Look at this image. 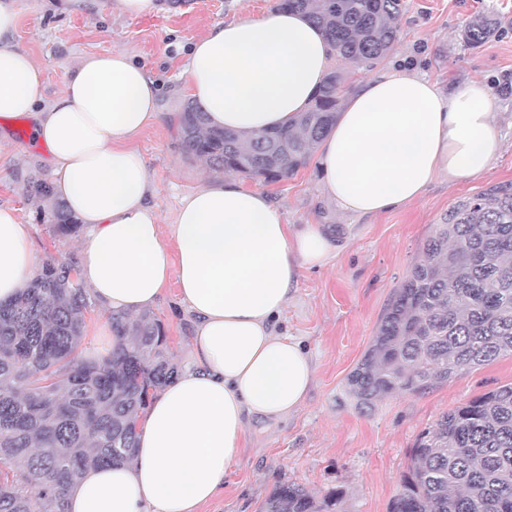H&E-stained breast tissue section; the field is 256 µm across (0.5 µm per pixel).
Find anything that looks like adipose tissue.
<instances>
[{"mask_svg":"<svg viewBox=\"0 0 512 512\" xmlns=\"http://www.w3.org/2000/svg\"><path fill=\"white\" fill-rule=\"evenodd\" d=\"M16 19L0 0V118H32L50 152L54 191L86 230L82 282L104 310L135 315L173 280L194 317L192 363L147 409L132 461L87 470L66 492L69 512H196L223 489L251 419L277 423L303 404L314 367L276 322L302 271L334 246L319 225L285 224L267 193L221 177L180 197L167 246L155 183L130 146L162 118L154 79L126 52L89 55L42 100V65L10 41ZM334 62L306 15L274 10L215 25L181 77L210 127L260 134L305 112ZM497 112L482 81L445 93L385 68L348 94L319 146L325 195L377 216L421 199L437 176L471 177L501 149ZM36 273L16 209L0 206V301Z\"/></svg>","mask_w":512,"mask_h":512,"instance_id":"ef3b65f1","label":"adipose tissue"}]
</instances>
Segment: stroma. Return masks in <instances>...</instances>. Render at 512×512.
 <instances>
[{
	"mask_svg": "<svg viewBox=\"0 0 512 512\" xmlns=\"http://www.w3.org/2000/svg\"><path fill=\"white\" fill-rule=\"evenodd\" d=\"M157 12L129 17L103 0H14L12 42L40 62L41 93L51 100L67 72L86 54L122 50L143 63L159 85L162 119L131 146L153 176L163 239L179 198L211 176L209 166L184 151L178 115L190 96L179 72L191 45L222 22L275 10L278 0H158ZM398 38L385 64L407 66L447 87L478 79L499 102L501 151L490 166L463 180L436 179L413 204L376 217L338 212L323 197L316 161L291 178L264 184L287 223L319 224L335 246L321 268L303 271L279 318L285 335L299 340L315 366L302 407L274 426L252 420L245 448L224 478L223 490L197 512H259L275 486H303L315 497L337 493L342 512H389L418 435L456 405L512 383V356L460 375L423 394L384 398L368 413L356 409L346 378L371 346L396 288L406 279L433 228L456 203L512 181V0H405ZM498 17L503 36L469 48L459 34L476 14ZM48 150L26 121L0 122V206L17 209L37 261L76 257L81 234L62 235L39 221L24 177L51 178ZM168 336L167 355L184 368L192 362L193 319L169 283L154 306Z\"/></svg>",
	"mask_w": 512,
	"mask_h": 512,
	"instance_id": "1",
	"label": "stroma"
}]
</instances>
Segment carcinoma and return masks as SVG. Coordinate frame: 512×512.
Wrapping results in <instances>:
<instances>
[{
    "instance_id": "carcinoma-1",
    "label": "carcinoma",
    "mask_w": 512,
    "mask_h": 512,
    "mask_svg": "<svg viewBox=\"0 0 512 512\" xmlns=\"http://www.w3.org/2000/svg\"><path fill=\"white\" fill-rule=\"evenodd\" d=\"M306 12L335 55L370 68L392 48L405 0H282ZM491 14L470 21L461 40L500 34ZM346 74L332 70L310 108L257 138L207 127L190 103L180 117L186 150L217 172L276 183L316 153L336 121ZM39 218L60 233L78 218L49 186L26 178ZM72 262L49 255L11 301L0 302V512H66L65 491L90 467L131 459L139 421L179 370L165 351L160 319L111 313L122 337L102 360L77 354L92 301ZM512 356V181L465 199L437 224L396 289L372 345L347 377L356 407L420 394ZM334 494L313 497L282 483L259 512H339ZM389 512H512V383L442 414L412 448Z\"/></svg>"
}]
</instances>
